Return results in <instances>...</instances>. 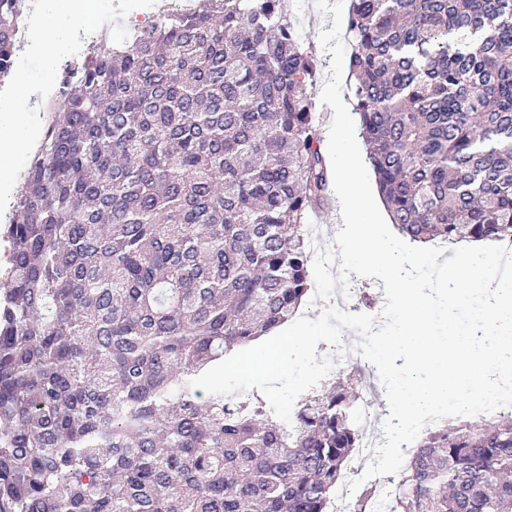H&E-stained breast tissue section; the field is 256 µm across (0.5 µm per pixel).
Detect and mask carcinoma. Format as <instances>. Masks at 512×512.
<instances>
[{
	"label": "carcinoma",
	"mask_w": 512,
	"mask_h": 512,
	"mask_svg": "<svg viewBox=\"0 0 512 512\" xmlns=\"http://www.w3.org/2000/svg\"><path fill=\"white\" fill-rule=\"evenodd\" d=\"M19 15L0 0L1 83ZM348 30L394 228L512 240V0H351ZM314 77L288 0H188L75 64L0 227V512H327L363 394L284 425L189 385L309 297ZM390 512H512V413L427 427Z\"/></svg>",
	"instance_id": "carcinoma-1"
}]
</instances>
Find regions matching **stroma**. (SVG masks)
Instances as JSON below:
<instances>
[{"mask_svg":"<svg viewBox=\"0 0 512 512\" xmlns=\"http://www.w3.org/2000/svg\"><path fill=\"white\" fill-rule=\"evenodd\" d=\"M290 10L301 41L315 54L316 73L311 93L317 96L332 59L331 54L322 50L318 33L331 29L333 22L315 8L312 0H290ZM54 23L62 32L61 38L48 46L33 41L22 44L14 56V80L0 86V124L4 123L7 113L16 112L18 106L26 108V120L15 132L19 148L0 157V224L6 223L13 214L30 164L29 153L22 144L28 140L42 142L46 125L39 113L58 96L65 72L73 67L77 58L73 41L86 29L85 24L76 22L73 14L66 10L55 16ZM48 56L53 57V66H46L44 59Z\"/></svg>","mask_w":512,"mask_h":512,"instance_id":"35a3bbf8","label":"stroma"}]
</instances>
